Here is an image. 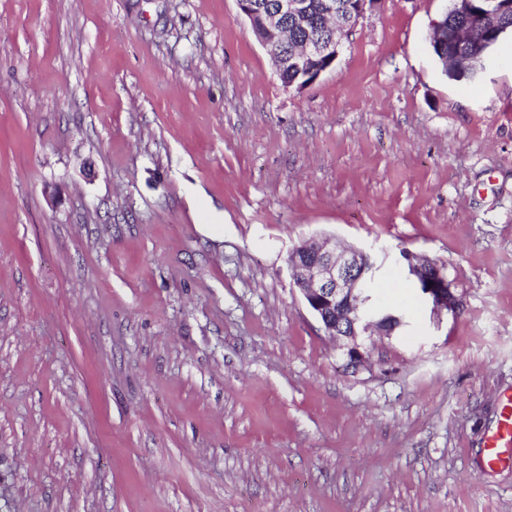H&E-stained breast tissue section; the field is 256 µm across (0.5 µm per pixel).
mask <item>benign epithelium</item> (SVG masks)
I'll use <instances>...</instances> for the list:
<instances>
[{"label": "benign epithelium", "instance_id": "7a95c632", "mask_svg": "<svg viewBox=\"0 0 512 512\" xmlns=\"http://www.w3.org/2000/svg\"><path fill=\"white\" fill-rule=\"evenodd\" d=\"M381 0H335L325 4L327 13L336 15L341 36L337 39L311 38L301 52L287 59L284 56L283 20L291 17L303 25L307 22L311 5L309 0H278L276 9L269 13L254 10L252 0H237L241 13L249 20L252 32L266 50L276 72L293 65L304 79L294 81L289 88L301 91L315 83L339 56L347 39L366 9ZM473 0H450V8L470 20L475 28L493 30L500 26V12L512 0H484L482 12L472 13ZM407 276L421 291L429 307L432 321L440 324L443 317L456 314L462 306V296L453 288L445 266L412 251L400 256ZM288 265L294 283L308 309L321 323L327 335L339 341L346 366L357 371L364 366V337L377 334L390 336L391 325L399 317L391 311L377 313L368 306L361 282L375 273L376 265L364 250L349 247L340 251L330 246V239L306 241L295 246L288 255Z\"/></svg>", "mask_w": 512, "mask_h": 512}]
</instances>
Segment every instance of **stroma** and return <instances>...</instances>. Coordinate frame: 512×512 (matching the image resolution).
I'll return each instance as SVG.
<instances>
[{
  "instance_id": "1",
  "label": "stroma",
  "mask_w": 512,
  "mask_h": 512,
  "mask_svg": "<svg viewBox=\"0 0 512 512\" xmlns=\"http://www.w3.org/2000/svg\"><path fill=\"white\" fill-rule=\"evenodd\" d=\"M447 4L298 92L236 0H0V512H512V39L449 79ZM320 236L416 322L357 372L287 264ZM407 276L413 279L421 291L424 303L429 307L432 321L438 325L443 317L456 314L462 306V296L453 288L444 265L422 257L412 251L400 256ZM485 462L490 468L512 463V395H506L500 418L485 439Z\"/></svg>"
}]
</instances>
